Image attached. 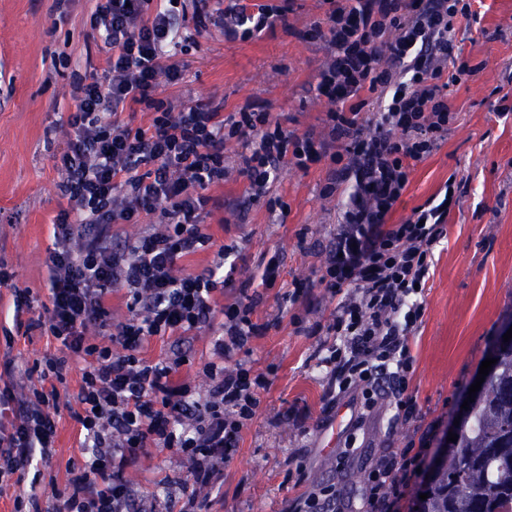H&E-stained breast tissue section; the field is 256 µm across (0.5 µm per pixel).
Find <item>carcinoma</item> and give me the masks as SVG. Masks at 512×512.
Returning <instances> with one entry per match:
<instances>
[{"instance_id":"1","label":"carcinoma","mask_w":512,"mask_h":512,"mask_svg":"<svg viewBox=\"0 0 512 512\" xmlns=\"http://www.w3.org/2000/svg\"><path fill=\"white\" fill-rule=\"evenodd\" d=\"M457 435L431 467L420 512H512V345L500 349Z\"/></svg>"}]
</instances>
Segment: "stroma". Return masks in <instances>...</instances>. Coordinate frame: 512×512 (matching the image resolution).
Wrapping results in <instances>:
<instances>
[{
  "label": "stroma",
  "mask_w": 512,
  "mask_h": 512,
  "mask_svg": "<svg viewBox=\"0 0 512 512\" xmlns=\"http://www.w3.org/2000/svg\"><path fill=\"white\" fill-rule=\"evenodd\" d=\"M232 3L179 0L187 40L175 53L184 79L169 86L166 97L210 102L227 114L255 103L296 133L320 129L324 105L313 87L325 52L287 28L321 18L322 0H294L288 25H275L245 42L225 40L211 20ZM95 6L96 0H0V257L14 274L12 286L0 287V386L38 384L32 369L44 357L63 353L54 337L15 322L12 290H29L31 317L42 313L49 296L45 259L53 243L52 222L65 204L57 189L55 156L75 110V83L106 67L90 25ZM473 8L480 18L460 22L457 45L478 73L450 87L456 119L448 138L415 167L391 217L399 222L450 176L460 178V203L433 248L424 315L410 340L407 393L417 406L415 419L394 420L389 407L356 424L360 398L354 394L327 407L329 377L315 360L321 339L297 332L292 322L296 316L308 325L326 322L336 306L317 281L340 230L350 184H342L340 195L324 198L318 192L323 165L284 170L271 194L288 211L273 213L265 201L249 198L238 165L242 144L225 146L230 175L223 187L209 190L223 196L224 208L207 219L216 243L239 247L224 299L232 301L239 288L258 284L263 261L275 254L282 259L284 285L268 290L258 309L261 319L277 320V327L253 339L242 355L267 376L269 386L217 482L197 488L198 512H288L293 501L330 484L345 505H358L368 468L384 449L419 441L433 423L438 426L434 443L442 445L501 326L512 318V87L506 82L512 73V0H473ZM297 280L313 283L311 305L288 300ZM216 338L213 329L183 339L156 337L142 356L155 361L187 353L190 362L182 373L195 387L194 400L202 402L208 397L202 366L212 359ZM9 361L16 367L11 375L5 372ZM69 365L57 387L54 451L35 459L21 476L0 478V512H14L17 494L29 489L42 512H53L56 490L64 488L70 468L89 455L73 417L84 363L73 357ZM331 430L338 448L355 439L357 453L344 459L327 455L322 440ZM187 471L178 449L152 447L133 460L126 478L142 512H163L170 500L183 499L179 481Z\"/></svg>",
  "instance_id": "stroma-1"
}]
</instances>
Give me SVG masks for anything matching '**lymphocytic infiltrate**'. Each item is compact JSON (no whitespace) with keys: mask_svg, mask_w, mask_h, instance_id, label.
<instances>
[{"mask_svg":"<svg viewBox=\"0 0 512 512\" xmlns=\"http://www.w3.org/2000/svg\"><path fill=\"white\" fill-rule=\"evenodd\" d=\"M317 21L298 30L321 46L326 64L316 76L315 95L324 104L323 128L298 135L249 104L231 115L200 102L165 99L166 86L183 78L169 54L182 35L180 15L156 0H96L91 27L103 41L102 76L78 83L76 110L67 121L60 155L58 190L67 206L53 222L54 243L45 264L49 304L30 320L60 341L62 356L44 358L40 380L64 381L70 358L84 361L75 395L84 443L91 453L58 491V512H130L134 492L127 466L150 447L176 448L189 462V477L208 484L217 461L237 452L241 433L267 389L265 374L234 360L271 324L256 319L267 290L282 276L271 256L254 289L217 305L228 287L224 265L238 252L214 245L205 220L223 209L209 195L227 175L224 146L238 141L251 199L270 197L284 167L309 170L324 164L322 197L343 182L353 189L342 210L343 228L327 252L320 282L339 302L327 324L307 327L310 336L331 337L318 366L342 395L362 394L370 415L394 401L397 418L416 411L407 396L409 338L423 316L418 285L426 284L432 248L457 202L446 182L399 223L391 213L414 168L447 139L456 118L449 87L477 69L456 50L458 19L472 16L469 0H322ZM290 0L225 11L224 36L252 39L274 23H287ZM150 110L148 125L122 118L129 105ZM117 224H139L135 237L115 239ZM216 247L213 264L199 273L181 270L184 258ZM125 291L131 319L112 320L114 291ZM218 327L216 357L202 372L210 383L205 403L178 380L184 357L155 362L141 352L154 337H184ZM96 329L101 343L88 342ZM54 393L38 388L0 389V461L7 473L35 457L51 456L56 422ZM432 442L378 458L361 490L358 512H395L425 468Z\"/></svg>","mask_w":512,"mask_h":512,"instance_id":"f902f5d3","label":"lymphocytic infiltrate"}]
</instances>
